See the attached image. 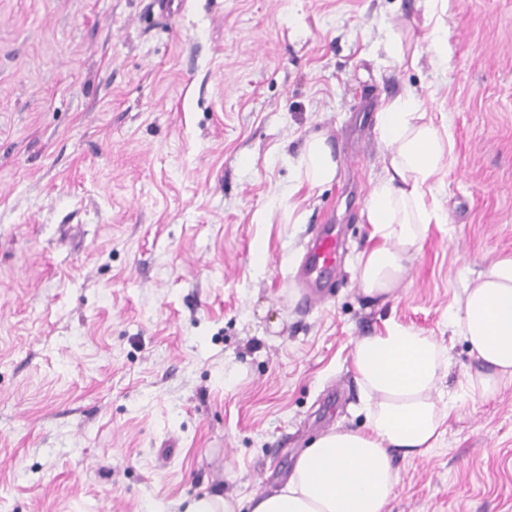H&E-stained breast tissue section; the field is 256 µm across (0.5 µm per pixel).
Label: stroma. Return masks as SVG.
Wrapping results in <instances>:
<instances>
[{"label":"stroma","mask_w":512,"mask_h":512,"mask_svg":"<svg viewBox=\"0 0 512 512\" xmlns=\"http://www.w3.org/2000/svg\"><path fill=\"white\" fill-rule=\"evenodd\" d=\"M410 23L398 65L387 34ZM444 31L436 61L424 32ZM412 93L452 161L386 302L357 280L379 112ZM327 136L337 178L297 181ZM339 226L306 308L298 262ZM512 254V0H0V512H180L287 480L365 429L356 341L395 321L448 349L436 448L387 512H512V386L473 398L448 313Z\"/></svg>","instance_id":"35a3bbf8"}]
</instances>
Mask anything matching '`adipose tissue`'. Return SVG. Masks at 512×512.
<instances>
[{
    "instance_id": "1",
    "label": "adipose tissue",
    "mask_w": 512,
    "mask_h": 512,
    "mask_svg": "<svg viewBox=\"0 0 512 512\" xmlns=\"http://www.w3.org/2000/svg\"><path fill=\"white\" fill-rule=\"evenodd\" d=\"M379 130L383 175L361 216L380 243L363 253L357 277L365 296L385 301L403 281L429 224L446 221L427 195L451 138L410 94L384 105ZM299 170L312 185L336 179L339 164L326 137L304 141ZM449 321L476 360L464 375L466 385L480 399H494L512 384V256L483 265ZM352 366L365 395L366 430L319 437L274 493L245 500L206 495L184 512H386L399 484L394 458L424 457L444 431L448 412L435 392L448 369L447 349L423 331L392 322L356 342Z\"/></svg>"
}]
</instances>
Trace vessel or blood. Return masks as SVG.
Masks as SVG:
<instances>
[{"mask_svg": "<svg viewBox=\"0 0 512 512\" xmlns=\"http://www.w3.org/2000/svg\"><path fill=\"white\" fill-rule=\"evenodd\" d=\"M337 247L338 234L335 225H320L300 264V276L306 288V303L323 302L327 293L328 277L336 266Z\"/></svg>", "mask_w": 512, "mask_h": 512, "instance_id": "1", "label": "vessel or blood"}]
</instances>
